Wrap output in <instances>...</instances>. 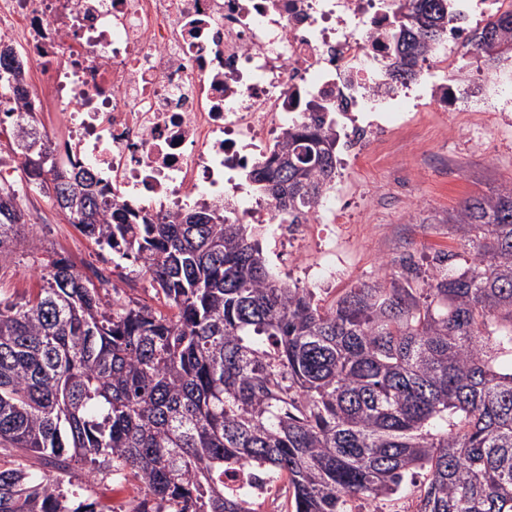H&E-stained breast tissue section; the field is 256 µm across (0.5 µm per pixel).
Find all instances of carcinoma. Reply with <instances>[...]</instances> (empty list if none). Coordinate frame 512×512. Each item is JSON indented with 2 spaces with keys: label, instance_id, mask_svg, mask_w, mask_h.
Listing matches in <instances>:
<instances>
[{
  "label": "carcinoma",
  "instance_id": "1",
  "mask_svg": "<svg viewBox=\"0 0 512 512\" xmlns=\"http://www.w3.org/2000/svg\"><path fill=\"white\" fill-rule=\"evenodd\" d=\"M450 20L448 0H405L388 34L392 83L415 79L393 59L421 63ZM474 39L501 63L512 12ZM0 109L15 115L20 158L0 183V253L25 224L23 183L135 263L173 310L110 303V280L64 258L35 296L0 300V512H99L64 488L77 466L136 482L130 512H254L247 490L224 488L243 464L286 479L291 512L402 493L415 512H512V179L448 215L462 252L437 256L425 287L386 273L324 307L272 275L224 202L151 218L115 206L92 170L58 166L21 122L35 106L13 48L0 53ZM336 142L318 112L246 177L306 215L334 185Z\"/></svg>",
  "mask_w": 512,
  "mask_h": 512
}]
</instances>
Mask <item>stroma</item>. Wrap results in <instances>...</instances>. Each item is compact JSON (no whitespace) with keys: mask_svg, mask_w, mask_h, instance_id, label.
<instances>
[{"mask_svg":"<svg viewBox=\"0 0 512 512\" xmlns=\"http://www.w3.org/2000/svg\"><path fill=\"white\" fill-rule=\"evenodd\" d=\"M511 178L512 130L497 127L492 113H415L412 131L395 136L386 156L368 154L338 169L346 219L336 229V252L344 273L321 299L332 302L343 289L400 271L406 257L419 273L413 287H422L421 275L436 255L458 249L448 232L449 212ZM18 193L28 222L0 257V296L18 301L37 292L42 270L60 257L83 273L111 261V253L68 224L48 198L25 186ZM33 239L38 249H30ZM112 280L121 286V299L161 308L149 277L130 262L120 261ZM86 493L104 512H128L135 487L121 477L98 478Z\"/></svg>","mask_w":512,"mask_h":512,"instance_id":"35a3bbf8","label":"stroma"}]
</instances>
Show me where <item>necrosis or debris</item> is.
<instances>
[{"mask_svg": "<svg viewBox=\"0 0 512 512\" xmlns=\"http://www.w3.org/2000/svg\"><path fill=\"white\" fill-rule=\"evenodd\" d=\"M396 0H0V35L21 32L27 74L51 111L57 162L95 169L122 204L174 214L234 203L242 224L303 239L339 194L290 223L254 200L238 171L269 160L286 132L325 106L347 157L384 151L426 103L459 106L453 85L381 93ZM512 0H453L448 43L427 70H449L471 29Z\"/></svg>", "mask_w": 512, "mask_h": 512, "instance_id": "1", "label": "necrosis or debris"}]
</instances>
